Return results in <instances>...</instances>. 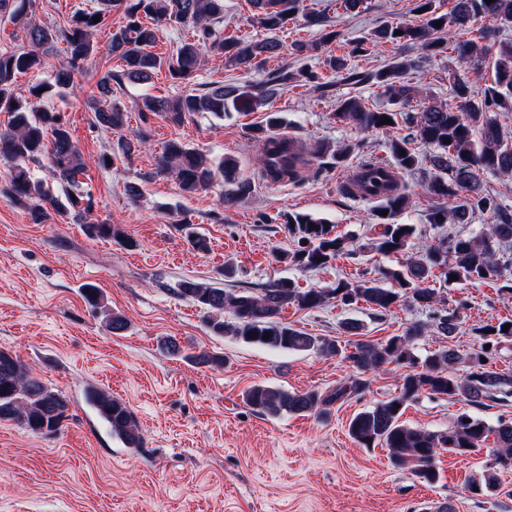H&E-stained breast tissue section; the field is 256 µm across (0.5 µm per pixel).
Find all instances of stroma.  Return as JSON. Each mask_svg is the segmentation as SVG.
<instances>
[{
    "label": "stroma",
    "instance_id": "obj_1",
    "mask_svg": "<svg viewBox=\"0 0 512 512\" xmlns=\"http://www.w3.org/2000/svg\"><path fill=\"white\" fill-rule=\"evenodd\" d=\"M414 7L415 0H366L361 11L350 13L336 0H303L300 14L273 34L282 44L279 56L241 68L213 56L195 79L200 90L223 83L250 89L276 72L306 67L319 82H334L327 95L318 82H294L278 86L276 96L248 111L233 108L221 118L199 112L174 124L154 114L141 116L138 104L146 94H183L184 85L164 69L145 82L123 79L113 98L126 112L124 133H145L146 142L116 168L104 169L97 159L111 153L117 136L95 127L88 101L105 72L124 67L108 50L112 28L124 22L122 8H113L108 27L96 31L95 51L74 86L53 88L44 104L61 111L86 158L81 190L92 199L93 220L119 225L133 246L88 237L70 215L32 223L4 194L10 164L0 159V349L13 351L71 401L63 427L52 434L0 422V512H435L442 503L454 512H512V472L497 473L490 495L475 499L465 490L468 479L484 477L488 457L443 453L436 461L439 479L429 484L395 468L387 449L363 448L351 439L348 423L354 414L398 395L402 366L367 373L368 389L344 396L328 414L270 418L244 403L247 388L265 384L328 395L345 385L349 362L339 355L285 352L215 335L200 307L174 292L178 282L189 279L227 290L279 278L304 288H332L337 281L373 277L396 265V256L369 248L380 229L374 203L343 195L340 185L359 164L390 162L388 142L406 129H380L363 137L350 124L337 122L336 101L348 94L377 110L394 104L377 86L337 83L328 61L336 56L352 67L378 69L402 52L416 62L406 76L413 94L403 111H419L434 99L450 101L452 51L426 58L414 45L401 48L371 39L384 24H419ZM313 11L321 12L324 28L337 34L318 51L311 45L324 28L307 26L304 19ZM222 26L225 34L252 40L272 35L253 20L248 0H224ZM361 41L366 50L359 53L355 46ZM298 43L308 44V52L296 53ZM272 112L287 117L284 132L299 140L325 141L337 149L351 144L355 150L343 164H322L299 182L269 183L260 175L254 138ZM172 139L217 159H236L240 176L253 183L251 195L228 208L223 178L190 197L172 178L153 177L155 157ZM423 181L419 173L404 176L410 206L393 218L416 225L420 240L435 244L471 237L494 223L488 211L475 212L465 224L430 223L435 201ZM130 183L140 187L139 198L128 196ZM295 213L331 224L335 234L353 235L356 253L309 271L278 262V251L298 246L284 228ZM190 230L206 238L207 251L193 248L186 236ZM89 284L125 316L122 335L103 327L85 298ZM436 291L441 309L460 316L454 336L442 335L424 310L404 304L377 314L364 302L345 305L331 298L311 310L286 308L280 319L314 336L338 338L344 346L355 340L342 328L350 320L363 324L375 341L421 325L425 332L415 342L421 356L448 347L463 355L479 352V327L512 319V292L499 280L442 284ZM165 337L176 338L183 355L163 351ZM200 351L223 355V368L194 363L191 356ZM90 388L127 404L139 425L138 447H127L104 428L84 402ZM463 412L493 424L512 420V402L477 408L462 398L424 395L406 404L403 419L413 427L440 430Z\"/></svg>",
    "mask_w": 512,
    "mask_h": 512
}]
</instances>
